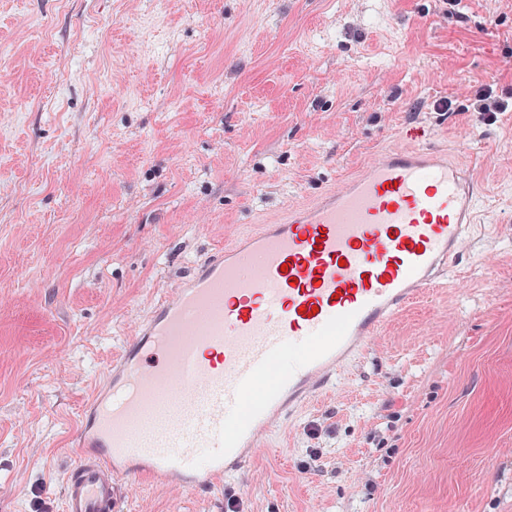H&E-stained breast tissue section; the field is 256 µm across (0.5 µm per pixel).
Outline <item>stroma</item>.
Instances as JSON below:
<instances>
[{"mask_svg": "<svg viewBox=\"0 0 512 512\" xmlns=\"http://www.w3.org/2000/svg\"><path fill=\"white\" fill-rule=\"evenodd\" d=\"M512 0H0V512H62L82 405L154 303L238 232L427 143L482 189L481 250L276 452L123 512H512ZM501 93L484 84L472 87L467 104H458L457 100L448 98L433 106L434 112H478L489 119H494L497 112H506L512 107V86Z\"/></svg>", "mask_w": 512, "mask_h": 512, "instance_id": "1", "label": "stroma"}]
</instances>
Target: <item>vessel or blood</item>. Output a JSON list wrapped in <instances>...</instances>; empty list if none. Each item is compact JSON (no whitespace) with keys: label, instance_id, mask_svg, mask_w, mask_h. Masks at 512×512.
<instances>
[{"label":"vessel or blood","instance_id":"vessel-or-blood-1","mask_svg":"<svg viewBox=\"0 0 512 512\" xmlns=\"http://www.w3.org/2000/svg\"><path fill=\"white\" fill-rule=\"evenodd\" d=\"M479 198L446 150L395 147L197 263L83 407L63 512H121L132 476L206 493L242 477L398 314L456 277Z\"/></svg>","mask_w":512,"mask_h":512}]
</instances>
